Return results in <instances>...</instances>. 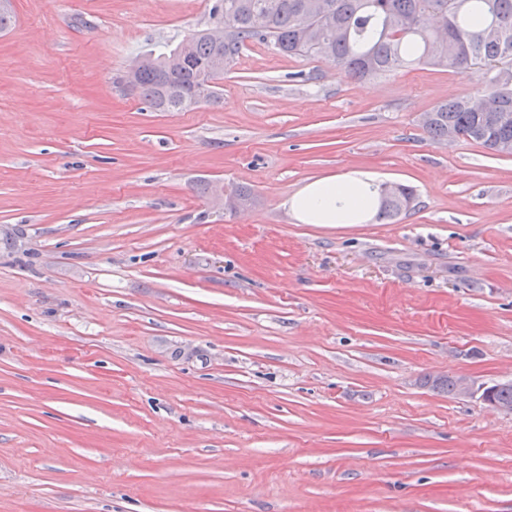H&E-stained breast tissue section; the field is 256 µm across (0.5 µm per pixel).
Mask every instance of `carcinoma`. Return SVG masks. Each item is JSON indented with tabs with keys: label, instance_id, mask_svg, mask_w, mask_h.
Segmentation results:
<instances>
[{
	"label": "carcinoma",
	"instance_id": "carcinoma-1",
	"mask_svg": "<svg viewBox=\"0 0 512 512\" xmlns=\"http://www.w3.org/2000/svg\"><path fill=\"white\" fill-rule=\"evenodd\" d=\"M212 13L224 20V60L231 67L248 41L271 44L288 56L324 59L353 80L392 74L402 68L482 72L484 89L434 105L422 127L434 141L452 134L494 154L512 155V0H216ZM188 49L191 63L176 81L158 70H140L136 94L155 112L220 100L215 83L204 86L199 64L218 51L199 31L168 51ZM508 121L490 125L488 113ZM380 220H396L411 208L413 190L395 185L378 192Z\"/></svg>",
	"mask_w": 512,
	"mask_h": 512
}]
</instances>
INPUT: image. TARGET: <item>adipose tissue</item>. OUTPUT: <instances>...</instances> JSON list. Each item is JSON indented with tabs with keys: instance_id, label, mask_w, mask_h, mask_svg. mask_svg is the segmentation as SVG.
Returning <instances> with one entry per match:
<instances>
[{
	"instance_id": "obj_1",
	"label": "adipose tissue",
	"mask_w": 512,
	"mask_h": 512,
	"mask_svg": "<svg viewBox=\"0 0 512 512\" xmlns=\"http://www.w3.org/2000/svg\"><path fill=\"white\" fill-rule=\"evenodd\" d=\"M377 203L376 184L357 171L313 179L287 201L304 224H353Z\"/></svg>"
}]
</instances>
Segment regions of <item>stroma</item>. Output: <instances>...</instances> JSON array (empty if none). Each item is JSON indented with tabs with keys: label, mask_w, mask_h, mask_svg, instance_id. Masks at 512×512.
Returning a JSON list of instances; mask_svg holds the SVG:
<instances>
[{
	"label": "stroma",
	"mask_w": 512,
	"mask_h": 512,
	"mask_svg": "<svg viewBox=\"0 0 512 512\" xmlns=\"http://www.w3.org/2000/svg\"><path fill=\"white\" fill-rule=\"evenodd\" d=\"M213 5L14 0L0 32V512H512V413L425 382L512 379V156L420 124L481 71L255 41L215 105L115 87ZM350 171L414 207L296 219Z\"/></svg>",
	"instance_id": "1"
}]
</instances>
